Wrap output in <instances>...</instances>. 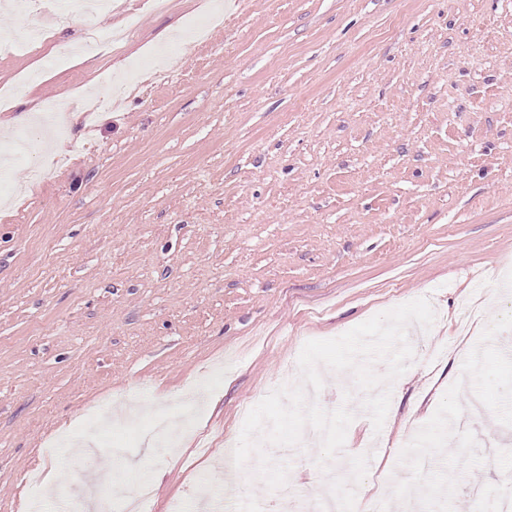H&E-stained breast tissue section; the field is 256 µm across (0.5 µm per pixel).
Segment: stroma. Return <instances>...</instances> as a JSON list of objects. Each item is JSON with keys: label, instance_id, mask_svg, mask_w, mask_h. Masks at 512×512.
I'll list each match as a JSON object with an SVG mask.
<instances>
[{"label": "stroma", "instance_id": "obj_1", "mask_svg": "<svg viewBox=\"0 0 512 512\" xmlns=\"http://www.w3.org/2000/svg\"><path fill=\"white\" fill-rule=\"evenodd\" d=\"M5 2L0 31L37 19L48 37L0 51V512H26L34 472L119 500L148 481L144 512L194 502L206 477L224 512L244 491L269 512L224 459L241 405L296 383L306 341L421 297L436 320L381 432L344 401L352 374L323 369L319 404L355 414L332 463L369 455L431 512L478 492L495 512L512 470V0H115L94 42L84 20ZM204 19L171 81H143ZM84 88L40 150L49 127L17 122L16 101ZM139 388L188 421L178 447L145 399L85 423ZM319 450L270 453L305 489Z\"/></svg>", "mask_w": 512, "mask_h": 512}]
</instances>
